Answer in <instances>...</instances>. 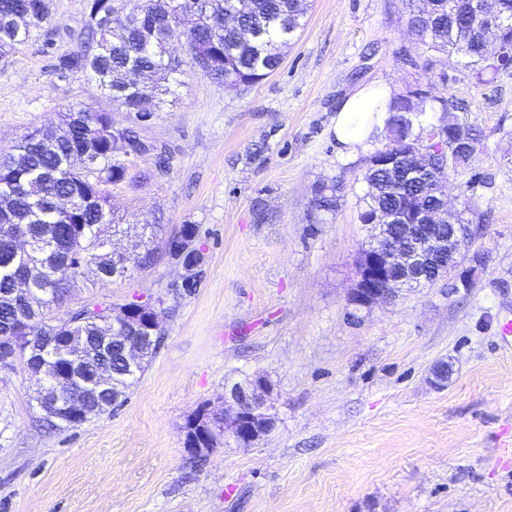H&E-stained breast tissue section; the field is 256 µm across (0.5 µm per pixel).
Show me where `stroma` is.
<instances>
[{
    "label": "stroma",
    "mask_w": 512,
    "mask_h": 512,
    "mask_svg": "<svg viewBox=\"0 0 512 512\" xmlns=\"http://www.w3.org/2000/svg\"><path fill=\"white\" fill-rule=\"evenodd\" d=\"M306 25L259 83L227 88L184 63L169 101L139 126L88 78L60 77L80 47L84 0H51L42 33L0 70V153L80 103L137 126L170 168L138 160L112 193L133 224H195L201 283L160 312L164 344L121 407L74 428L40 425L35 378L0 369V512H512V68L485 83L423 52L405 0H306ZM387 82L433 85L459 123L481 130L448 196L482 220L461 251L484 257L456 277L369 311L349 303L372 237L358 219L366 152L341 159L339 102ZM345 186L335 215L308 221L315 183ZM182 268L168 255L132 279L78 283L56 318L84 303L119 308L164 295ZM447 364L435 385L433 370ZM272 385L273 432L229 441L190 473L184 426L224 406L248 376Z\"/></svg>",
    "instance_id": "35a3bbf8"
}]
</instances>
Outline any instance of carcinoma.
<instances>
[{
  "label": "carcinoma",
  "mask_w": 512,
  "mask_h": 512,
  "mask_svg": "<svg viewBox=\"0 0 512 512\" xmlns=\"http://www.w3.org/2000/svg\"><path fill=\"white\" fill-rule=\"evenodd\" d=\"M302 0H244L235 12H229L231 0H86L79 50L58 58L57 70L63 77L82 75L97 82L112 105L127 112H139L146 89L158 103L174 93L179 85V63L166 57L168 37L176 34L177 17L191 13L195 25L180 33L190 64L201 75L234 88L258 83L276 70L282 60L281 49L291 44L305 26ZM407 24L420 45L428 52L444 54L455 66L462 67L476 81H486L499 70L508 68L505 59L493 57L480 47L484 20L480 0H409ZM506 22L502 43L512 46V0H498ZM50 18L49 0H0V64L31 40ZM439 104L448 112L451 104L433 94V87L416 88L393 97L386 122L389 140L407 146L405 155L396 157L387 149L370 156L364 181L368 190L359 199L363 224L388 209L416 220L418 212L429 209L439 197L434 171L467 166L481 141V132L471 125H458L441 136L442 145L433 146L416 130L420 109L412 99ZM146 153L138 131L124 127L119 136L112 133V116L83 105H72L54 126L22 135L15 153L0 156V209L17 224H31L38 235L49 238L61 250L71 253L69 264L37 280L45 289L46 302L61 304L62 289L71 288L83 278L81 263L87 244L82 227L102 245L116 228L109 208L107 185L119 186L132 181L136 159ZM67 198L70 212L63 214L57 199ZM343 198V185L337 179L317 183L310 200V216L322 224L333 215ZM469 217H464V214ZM481 217L469 202L455 211L450 223L463 233ZM161 224H143L138 233L144 251L140 262H154L148 247L162 232ZM8 252L0 244V343L3 355L24 368L34 369L23 348L30 336H101L112 339L110 375L112 383L100 389L85 378L84 401L107 413L125 403L131 388L140 379L164 337L158 336L153 350L135 372L127 369L123 336L130 330L112 329V321L91 320L67 328L68 318L51 322L34 308L12 295ZM103 275L125 279L124 267L115 266L107 255H100ZM58 376L48 388L36 389L35 398L62 402L79 373L74 359H56Z\"/></svg>",
  "instance_id": "obj_1"
}]
</instances>
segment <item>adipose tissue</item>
<instances>
[{"instance_id": "1", "label": "adipose tissue", "mask_w": 512, "mask_h": 512, "mask_svg": "<svg viewBox=\"0 0 512 512\" xmlns=\"http://www.w3.org/2000/svg\"><path fill=\"white\" fill-rule=\"evenodd\" d=\"M391 99L390 86L377 83L356 90L339 103L332 130L340 156H355L383 131Z\"/></svg>"}]
</instances>
